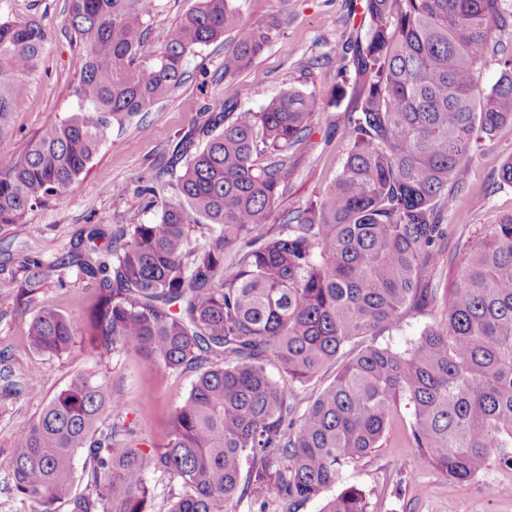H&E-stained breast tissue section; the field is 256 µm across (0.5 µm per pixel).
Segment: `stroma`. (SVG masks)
I'll return each instance as SVG.
<instances>
[{"label": "stroma", "mask_w": 512, "mask_h": 512, "mask_svg": "<svg viewBox=\"0 0 512 512\" xmlns=\"http://www.w3.org/2000/svg\"><path fill=\"white\" fill-rule=\"evenodd\" d=\"M238 21L244 25L274 24L278 35L247 69L224 75V58L233 46L232 33L200 45L186 56L184 77L168 98L111 130L87 171L61 200L29 209L20 224L0 231V512L20 508L8 477L4 453L15 435L33 423L46 404L79 372L104 382L126 403L121 420L135 430L137 440L163 443L175 407L191 389L195 372H173L146 362L132 352L104 360L82 352L48 357L33 350L29 326L39 310L50 307L83 325L91 303L90 283L76 271L55 270L92 224L113 228L139 218L153 222L157 211L147 208V190L169 162L175 143L202 121L205 109L218 100L235 99L240 108L260 111L283 85L313 95L316 112L310 130L295 150L297 163L287 189L260 232H275L282 213L305 208L335 180L346 158L343 140L327 142L330 128L342 125L349 101L337 98L336 82L327 64L354 36L363 15L350 12L348 0H236ZM0 18L16 23L34 21L48 34L40 68L28 79V94L13 115L14 132L0 141V152L18 153L52 121L64 118L75 100L70 95L77 59L73 53L67 0H0ZM512 157V126L475 148L462 174V190L448 198L444 221L452 227L449 249L481 235L487 225L512 214V186L501 184V163ZM43 265L42 282L34 298L21 294L25 263ZM445 305L409 315L399 329L379 336V343L398 351L410 349L428 328L442 320ZM40 370L41 382L29 388L25 379ZM413 408L401 404L395 425L382 448L347 467L330 495L355 486L365 490L372 512H512V470L490 466L481 476L458 482L422 461L405 436ZM494 494H487L486 484Z\"/></svg>", "instance_id": "stroma-1"}]
</instances>
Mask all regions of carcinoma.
I'll return each instance as SVG.
<instances>
[{"label": "carcinoma", "instance_id": "1", "mask_svg": "<svg viewBox=\"0 0 512 512\" xmlns=\"http://www.w3.org/2000/svg\"><path fill=\"white\" fill-rule=\"evenodd\" d=\"M155 0H68L75 31L76 108L43 126L19 154L0 153V231L64 196L87 170L112 121L147 110L182 81L193 48L235 29L224 75L247 69L273 25H241L233 0H198L156 36L140 61ZM364 33L330 71L351 88L342 129L349 151L335 182L311 206L257 233L282 196L285 173L315 112L286 87L259 112L231 101L207 108L175 145L173 194L153 193L150 224L83 229L56 268L95 286L83 336L45 308L29 342L49 357L80 345L100 360L132 351L197 378L175 408L165 443L149 453L117 443L123 398L74 375L7 452L20 504L39 512H149L150 470L180 484L166 512H235L246 497L298 512L336 485L342 469L382 447L401 401L413 406L408 445L448 478L467 482L491 462L512 469V214L466 242L433 283L448 241L441 215L473 144L512 124V50L492 42L512 27V0H363ZM36 22L0 19V140L42 61ZM498 81L483 88L488 55ZM264 156L260 166L256 157ZM181 170H176V165ZM197 224L205 242L194 243ZM42 264L26 267L23 295ZM445 321L398 352L375 337L439 299ZM275 360L279 378L267 371ZM333 381L296 408L303 387ZM84 487L75 488L77 452ZM321 512H370L350 486Z\"/></svg>", "mask_w": 512, "mask_h": 512}]
</instances>
